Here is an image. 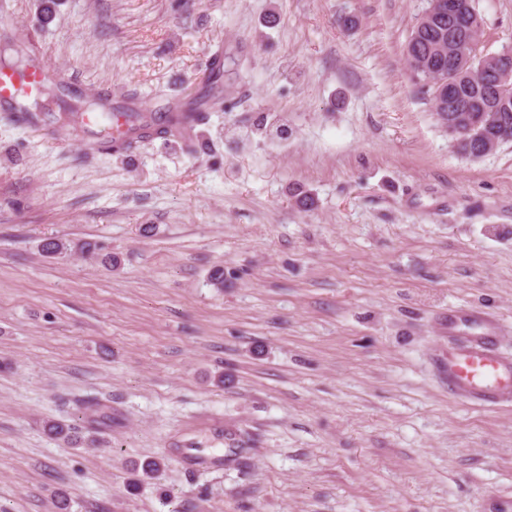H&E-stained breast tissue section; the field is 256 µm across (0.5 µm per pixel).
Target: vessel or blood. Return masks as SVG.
I'll return each instance as SVG.
<instances>
[{"mask_svg": "<svg viewBox=\"0 0 512 512\" xmlns=\"http://www.w3.org/2000/svg\"><path fill=\"white\" fill-rule=\"evenodd\" d=\"M58 84L64 96L82 91L73 73L55 71L44 59H35L25 74L0 70V112L11 116L28 110L27 98L42 85ZM171 118L167 112L148 113L137 128L119 124L111 139L117 146H129L141 136L152 135L165 127ZM448 336V353L441 365L451 394L476 406L495 407L512 401V357L497 348L499 323L485 311L473 308L452 310L444 325Z\"/></svg>", "mask_w": 512, "mask_h": 512, "instance_id": "1", "label": "vessel or blood"}]
</instances>
